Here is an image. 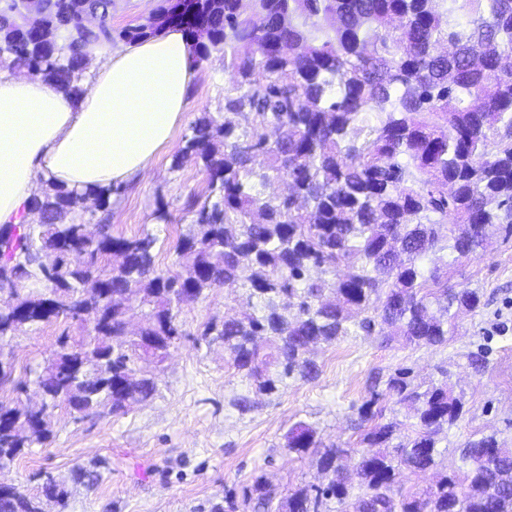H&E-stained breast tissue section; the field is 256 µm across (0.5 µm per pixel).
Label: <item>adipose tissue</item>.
Listing matches in <instances>:
<instances>
[{
  "instance_id": "ef3b65f1",
  "label": "adipose tissue",
  "mask_w": 512,
  "mask_h": 512,
  "mask_svg": "<svg viewBox=\"0 0 512 512\" xmlns=\"http://www.w3.org/2000/svg\"><path fill=\"white\" fill-rule=\"evenodd\" d=\"M197 64L180 29L106 51L81 98L0 71V226L53 180L83 191L132 182L185 118Z\"/></svg>"
}]
</instances>
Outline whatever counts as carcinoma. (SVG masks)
Returning <instances> with one entry per match:
<instances>
[{
    "label": "carcinoma",
    "mask_w": 512,
    "mask_h": 512,
    "mask_svg": "<svg viewBox=\"0 0 512 512\" xmlns=\"http://www.w3.org/2000/svg\"><path fill=\"white\" fill-rule=\"evenodd\" d=\"M20 0H0V67L40 75L78 98L85 54L133 44L167 25L182 28L201 60L224 48L232 75L224 115L190 125L171 169L192 159L208 176L191 198L176 242L181 271L155 267L157 238L112 235L118 187L84 192L49 181L27 205L33 224L0 228V287L19 289L0 308V341L43 324L89 325L34 373L41 406L0 404V468L51 438L55 412L123 413L157 390L156 371L182 335L183 296L243 289L246 311L208 323L203 340L271 396L289 378L318 375L308 344L330 345L379 324L409 342L448 341L451 311H474L477 290L448 288L444 249L462 257L495 234H512V0H197L180 14L161 0L145 22L112 27L114 0H42L24 24ZM247 114L246 125L235 117ZM291 177L304 204L264 194ZM460 225L442 245L448 216ZM95 221L98 235L84 228ZM146 307L137 336L125 333L132 298ZM437 308H432V305ZM387 388L417 414L419 430L393 444L397 426L376 421L373 395L359 408L360 492L339 474L348 449L325 446L305 424L286 435L290 453L321 449L327 483L286 498L264 475L244 495L251 512H512V448L469 440L464 479L445 475L405 494L400 470L437 465L439 435L461 416L447 385L426 389L397 370ZM0 512H44L40 500L0 486Z\"/></svg>",
    "instance_id": "carcinoma-1"
}]
</instances>
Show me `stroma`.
<instances>
[{"mask_svg":"<svg viewBox=\"0 0 512 512\" xmlns=\"http://www.w3.org/2000/svg\"><path fill=\"white\" fill-rule=\"evenodd\" d=\"M229 84L223 52L212 51L198 65L187 124L174 131L142 178L112 197L113 235L155 234L160 270L178 271L174 246L190 221L183 204L189 196L203 195L207 186L206 173L194 161L172 170V156L189 132V121L223 111ZM161 201L170 213L166 223L155 217ZM441 256L448 262L449 287L478 290L483 302L479 311L456 316L446 344L427 347L358 331L314 347L315 380L291 378L277 394L265 396L230 365L222 345L201 338L204 324L240 311L234 292L218 288L182 305L183 334L159 368L152 400L116 415L103 411L91 421L58 410L51 439L23 449L0 469V482L34 496L41 495L46 477L64 484L67 497L47 502L46 512H211L226 493L242 497L260 474L285 496L324 480L316 456L286 449L285 436L296 424H309L323 443L348 449L349 469L362 448L357 410L371 392L381 394L384 421L396 422L402 435L415 431L414 410L385 393L389 376L399 368L411 369L415 382L426 386L447 383L464 402L463 415L440 436L437 468L402 471V490L429 488L441 473L462 474L460 450L468 440L492 434L512 448V236L495 235L486 249L459 260L447 250ZM65 330L81 333L78 325L58 322L9 339L13 371L0 384V403L20 398V384L31 382L33 370ZM474 353L483 358V368L471 365ZM238 396L251 398L250 411L232 406ZM94 461L99 480L88 488L78 482L77 472Z\"/></svg>","mask_w":512,"mask_h":512,"instance_id":"35a3bbf8","label":"stroma"}]
</instances>
